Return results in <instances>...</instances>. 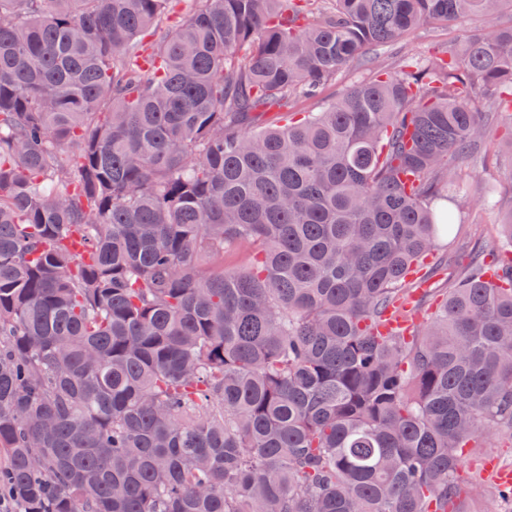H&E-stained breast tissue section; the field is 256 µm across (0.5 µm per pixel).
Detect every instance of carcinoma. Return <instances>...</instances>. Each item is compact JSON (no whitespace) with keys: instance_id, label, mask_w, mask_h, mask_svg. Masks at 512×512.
<instances>
[{"instance_id":"1","label":"carcinoma","mask_w":512,"mask_h":512,"mask_svg":"<svg viewBox=\"0 0 512 512\" xmlns=\"http://www.w3.org/2000/svg\"><path fill=\"white\" fill-rule=\"evenodd\" d=\"M180 2L0 0L6 497L459 512L464 449L512 442V215L428 321L376 326L453 225L432 202L512 126V26L242 126L512 0H191L165 27ZM462 34L456 22L448 25L424 27L405 36L391 46L369 50L336 74V80L325 86L312 98H299L289 105L292 112H321L328 109L346 90L368 80L377 68L392 70L403 56L426 57L437 49H444Z\"/></svg>"}]
</instances>
